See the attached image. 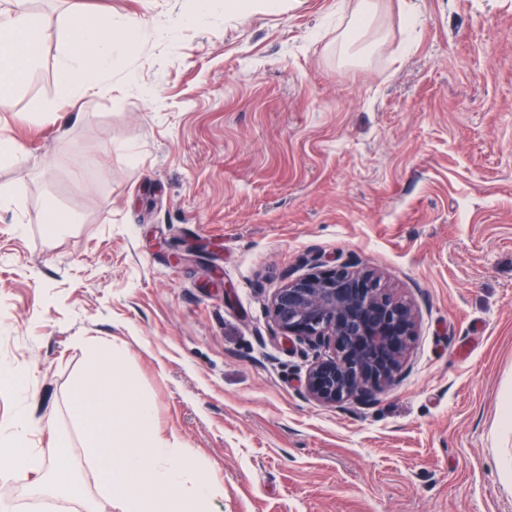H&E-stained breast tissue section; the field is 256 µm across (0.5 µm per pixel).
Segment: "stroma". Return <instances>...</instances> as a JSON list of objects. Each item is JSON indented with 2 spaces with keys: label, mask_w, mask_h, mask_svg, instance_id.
Masks as SVG:
<instances>
[{
  "label": "stroma",
  "mask_w": 512,
  "mask_h": 512,
  "mask_svg": "<svg viewBox=\"0 0 512 512\" xmlns=\"http://www.w3.org/2000/svg\"><path fill=\"white\" fill-rule=\"evenodd\" d=\"M132 21L112 95L58 76L46 0L0 139V429L21 407L47 469L0 479L10 512H118L82 454L86 345L117 358L122 418L224 488L210 512H512V0H82ZM174 36H160L164 26ZM71 216L59 234L47 210ZM380 269L418 315L410 369L366 404L305 396L313 353L268 300L312 265ZM225 289L208 288L210 267Z\"/></svg>",
  "instance_id": "35a3bbf8"
}]
</instances>
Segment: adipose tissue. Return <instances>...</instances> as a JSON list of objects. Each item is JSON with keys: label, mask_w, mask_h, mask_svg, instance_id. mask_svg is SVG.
<instances>
[{"label": "adipose tissue", "mask_w": 512, "mask_h": 512, "mask_svg": "<svg viewBox=\"0 0 512 512\" xmlns=\"http://www.w3.org/2000/svg\"><path fill=\"white\" fill-rule=\"evenodd\" d=\"M69 46L59 65V77L68 96L112 94V71L128 55L134 32L111 14L88 15L81 0H70L67 21ZM42 36L39 18L27 7V0H13L10 10L0 11V112L12 107L16 88L32 71ZM32 420L19 410L7 431L0 433V477L23 472L32 488L78 497L67 459H59L53 476H46L41 454L29 450Z\"/></svg>", "instance_id": "1"}]
</instances>
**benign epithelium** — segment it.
Wrapping results in <instances>:
<instances>
[{
  "mask_svg": "<svg viewBox=\"0 0 512 512\" xmlns=\"http://www.w3.org/2000/svg\"><path fill=\"white\" fill-rule=\"evenodd\" d=\"M268 310L284 336L326 351L313 357L304 379V393L315 401L370 402L409 369L414 310L366 264L317 267L290 278Z\"/></svg>",
  "mask_w": 512,
  "mask_h": 512,
  "instance_id": "1",
  "label": "benign epithelium"
}]
</instances>
